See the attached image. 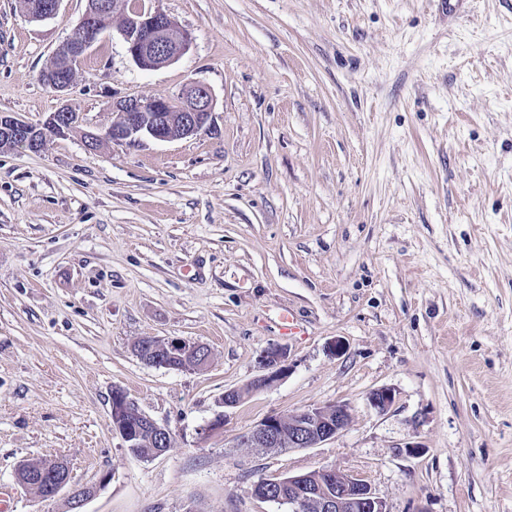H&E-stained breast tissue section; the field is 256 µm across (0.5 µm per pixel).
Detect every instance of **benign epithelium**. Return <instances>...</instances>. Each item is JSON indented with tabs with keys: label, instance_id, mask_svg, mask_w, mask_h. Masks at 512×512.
I'll list each match as a JSON object with an SVG mask.
<instances>
[{
	"label": "benign epithelium",
	"instance_id": "obj_1",
	"mask_svg": "<svg viewBox=\"0 0 512 512\" xmlns=\"http://www.w3.org/2000/svg\"><path fill=\"white\" fill-rule=\"evenodd\" d=\"M61 0H37L29 18L43 21L53 17ZM112 15L119 18V34L131 60L143 69L169 65L190 47L191 36L178 29L174 20L159 9L144 8L135 0H95L73 29L69 39L58 49L55 65L42 75L43 81L57 91L67 89L77 65L100 36V21ZM214 99L210 88L193 82L187 84L178 98L159 97L149 100L125 98L112 104L115 118L104 137L114 141H135L143 136L159 141L189 138L211 123ZM46 120L33 125L22 119L0 114V139L29 151H42L47 140L63 137L78 126V115L62 107ZM136 355L156 366L195 371L204 369L210 357L209 348L199 342L174 337L158 340L140 339L134 345ZM286 350L272 347L259 357V364L268 373L252 379L251 389L272 386L288 370ZM367 401L379 412L387 411L394 402V393L382 387L369 393ZM110 419L112 431L120 436L127 448L141 447V432L150 429L156 442L150 457L166 453L172 447V432L147 416L127 393L116 388L112 392ZM350 419L344 404L309 406L294 414L271 415L239 437L246 448H313L342 432ZM42 498L49 499L68 487L70 471L61 458L43 460L35 469ZM311 474L288 477V493H283V479L264 478L252 486L251 493L265 501L288 505L289 512H387L385 503L363 479L336 468ZM107 477L98 484L71 490L72 512H83V505L104 486Z\"/></svg>",
	"mask_w": 512,
	"mask_h": 512
}]
</instances>
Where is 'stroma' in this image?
I'll list each match as a JSON object with an SVG mask.
<instances>
[{"label":"stroma","instance_id":"stroma-1","mask_svg":"<svg viewBox=\"0 0 512 512\" xmlns=\"http://www.w3.org/2000/svg\"><path fill=\"white\" fill-rule=\"evenodd\" d=\"M143 3L189 50L145 70L113 27L59 93L40 76L88 0L40 22L0 0V113L82 118L41 152L0 151V512H69L68 491L17 481L53 457L98 485L83 512H288L253 484L326 467L388 512H512V0ZM192 81L209 129L104 138L114 100ZM145 337L204 343L210 363L146 364ZM275 346L287 374L247 392ZM117 387L168 426V452L125 448ZM336 403L350 421L317 447L238 445L270 414Z\"/></svg>","mask_w":512,"mask_h":512}]
</instances>
